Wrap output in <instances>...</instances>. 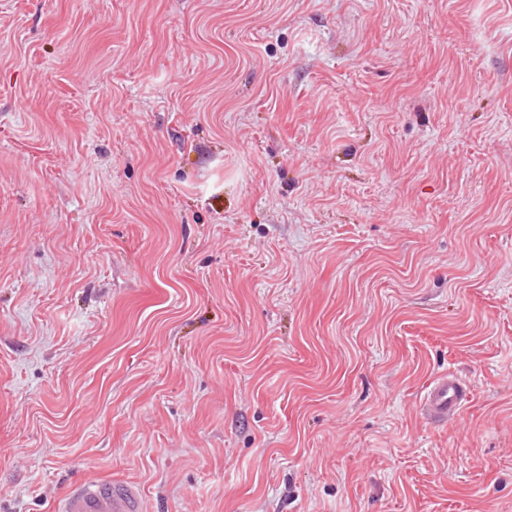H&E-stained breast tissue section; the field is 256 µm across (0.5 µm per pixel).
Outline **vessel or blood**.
Returning <instances> with one entry per match:
<instances>
[{"label":"vessel or blood","mask_w":512,"mask_h":512,"mask_svg":"<svg viewBox=\"0 0 512 512\" xmlns=\"http://www.w3.org/2000/svg\"><path fill=\"white\" fill-rule=\"evenodd\" d=\"M468 400V389L452 374H442L425 388L421 407L431 421L456 419ZM58 512H143L137 485L119 479H101L72 487L57 505Z\"/></svg>","instance_id":"b4317fda"}]
</instances>
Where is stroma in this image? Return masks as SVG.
I'll list each match as a JSON object with an SVG mask.
<instances>
[{
  "instance_id": "1",
  "label": "stroma",
  "mask_w": 512,
  "mask_h": 512,
  "mask_svg": "<svg viewBox=\"0 0 512 512\" xmlns=\"http://www.w3.org/2000/svg\"><path fill=\"white\" fill-rule=\"evenodd\" d=\"M103 477L512 512V0H0V512ZM468 397V389L458 377L442 374L426 386L421 401L422 412L433 423H447L457 418Z\"/></svg>"
}]
</instances>
